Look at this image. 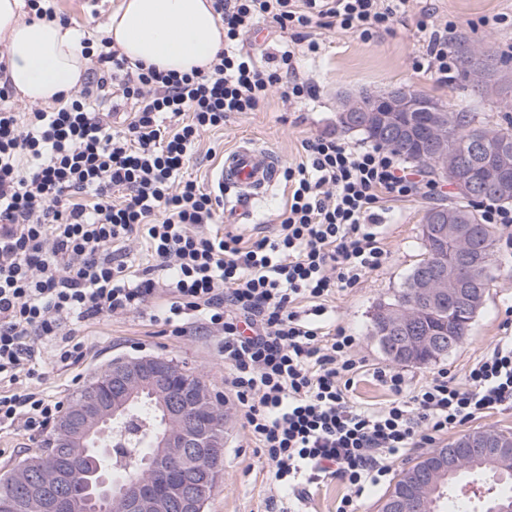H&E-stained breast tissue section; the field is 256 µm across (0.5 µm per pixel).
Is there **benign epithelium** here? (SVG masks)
I'll return each instance as SVG.
<instances>
[{"label":"benign epithelium","instance_id":"7a95c632","mask_svg":"<svg viewBox=\"0 0 512 512\" xmlns=\"http://www.w3.org/2000/svg\"><path fill=\"white\" fill-rule=\"evenodd\" d=\"M436 108L419 103L399 87L376 97V106L364 112L355 99L343 103L342 112L350 126L376 125L386 119L388 112H434ZM425 135L434 153L440 156L443 170L451 180L478 195L476 178H464L458 164L448 161L443 152L444 132L440 124L429 121ZM452 240L463 244L456 257L469 264L479 259L480 246L470 238L465 226L448 225ZM412 294L423 304L432 305L448 298V307L470 312L476 304L478 293L472 289L448 287V271L434 278L419 277L412 287ZM415 317L412 307H402L392 314L389 326L390 339L405 342L406 327ZM431 351L446 350L445 343L431 336H424L409 345L415 355L421 348ZM112 375V400L90 395L59 420L53 432L52 443L56 448H89L106 425L118 427L128 415L131 406L143 395L149 394L160 402L165 414L166 429L154 439L146 459L143 461V476L135 480H124L122 474L123 449L118 446L103 449L104 456L116 459L113 465L112 482H101L90 472L89 489L112 502L114 512H201L208 498L192 493L183 501L173 503L159 490L154 482L155 473L162 470L173 476L180 469L193 468L200 485L217 486L223 473L220 455H211L212 449L224 447V433L213 411V399L205 383L190 388L176 383L178 370L174 363L163 357H140L115 360L108 371ZM498 460L512 458V437L499 433L476 431L468 438L448 448V452L434 453L441 467L452 470L474 455ZM61 452L56 461L40 477L23 481L21 490L26 499L34 503L36 512H87L90 497H74L69 489L72 476ZM427 500L426 487L416 485L408 496L393 501L389 512H411L413 507H424Z\"/></svg>","mask_w":512,"mask_h":512}]
</instances>
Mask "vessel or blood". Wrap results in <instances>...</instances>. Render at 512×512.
<instances>
[{"instance_id":"obj_1","label":"vessel or blood","mask_w":512,"mask_h":512,"mask_svg":"<svg viewBox=\"0 0 512 512\" xmlns=\"http://www.w3.org/2000/svg\"><path fill=\"white\" fill-rule=\"evenodd\" d=\"M281 163L271 152L243 142L226 152L215 184L217 189H232L236 201L226 204L224 215L231 223L241 224L252 218L251 204L278 179Z\"/></svg>"}]
</instances>
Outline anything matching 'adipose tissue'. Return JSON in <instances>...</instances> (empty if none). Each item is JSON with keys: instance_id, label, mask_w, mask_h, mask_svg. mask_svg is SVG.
Returning <instances> with one entry per match:
<instances>
[{"instance_id": "ef3b65f1", "label": "adipose tissue", "mask_w": 512, "mask_h": 512, "mask_svg": "<svg viewBox=\"0 0 512 512\" xmlns=\"http://www.w3.org/2000/svg\"><path fill=\"white\" fill-rule=\"evenodd\" d=\"M213 0H121L106 32L130 62L164 71L209 70L224 47ZM22 0H0V44L20 101L51 103L81 80L86 60L72 29L57 21L26 22Z\"/></svg>"}]
</instances>
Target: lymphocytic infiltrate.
Masks as SVG:
<instances>
[{"label": "lymphocytic infiltrate", "mask_w": 512, "mask_h": 512, "mask_svg": "<svg viewBox=\"0 0 512 512\" xmlns=\"http://www.w3.org/2000/svg\"><path fill=\"white\" fill-rule=\"evenodd\" d=\"M409 0H213L224 48L210 71L178 74L130 64L111 38L84 39L92 67L81 89L20 117L0 86V428L45 429L61 404L44 391L33 357L52 349L66 364L83 355L75 326L160 305V322L183 336L200 324L217 337L224 384L247 439L276 485L302 497L324 474L347 485L336 512H358L387 459L435 444L468 421L512 406V339L499 341L464 382L438 372L410 386L403 372L367 368L356 338L333 324L328 304L388 259L382 213L419 194L417 169L379 144L305 138L288 169L291 195L272 235L219 232L224 211L187 172L204 134L231 112H252L272 90L313 97L293 48L273 65L239 47L266 21L318 54L312 26L371 40ZM454 21L434 26L413 67L449 79ZM106 98L103 112L93 98ZM147 246L145 267L128 247ZM371 371L392 395L378 410L351 392Z\"/></svg>", "instance_id": "f902f5d3"}]
</instances>
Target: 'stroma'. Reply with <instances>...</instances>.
Wrapping results in <instances>:
<instances>
[{"label": "stroma", "instance_id": "stroma-1", "mask_svg": "<svg viewBox=\"0 0 512 512\" xmlns=\"http://www.w3.org/2000/svg\"><path fill=\"white\" fill-rule=\"evenodd\" d=\"M120 0H53L57 13L69 19L77 36L91 31L105 32L109 17ZM455 21L457 38L466 40L473 52L484 46L497 49L512 46V26L490 25L498 14L512 15V0H414L408 13L394 22L390 31L370 42L334 29H316L321 51L301 61V73L317 86L313 99L289 102L273 91L257 111L232 113L224 128L205 134L189 172L205 189H213L212 173L225 151L252 140L277 153L284 166H296L302 158L301 142L308 136L324 134L351 144L365 143L364 135L343 130L337 116L344 98L364 90L384 92L406 87L448 106L449 110L477 113L489 127L506 123L505 107L512 94H481L463 87L460 81L443 82L437 75L414 70L413 58L422 51L427 38L418 26L423 11ZM454 188L443 185L436 195H418L405 202L390 203L384 216V243L389 253L385 266L368 275L355 288L336 297V322L356 338L357 352L370 366L387 365L369 332V320L378 303L388 301L405 286L409 271L424 257L420 225L426 211L447 205ZM288 183L279 180L268 196L259 201L251 223L234 225V232L258 237L262 226L274 224L288 201ZM507 229H499L495 247L490 293L477 314L469 340L448 356L427 365H404L411 384L429 381L439 370L464 381L469 367L511 332L503 322L512 307V247L503 243ZM155 307H146L118 317L82 322L78 336L84 342L82 359L69 364L56 362L48 350L35 354L47 394L70 403L76 392L89 384L116 357L163 356L196 372L215 394L224 392V360L213 338L200 334L176 337L168 327L154 322ZM224 476L215 488L207 512H266L270 467L262 455L248 448L240 413L224 405ZM51 430L33 432L22 425L0 428V468L6 469L26 455L35 453L51 438ZM345 482L335 476H321L307 487L296 505L298 512H336L346 494Z\"/></svg>", "mask_w": 512, "mask_h": 512}]
</instances>
